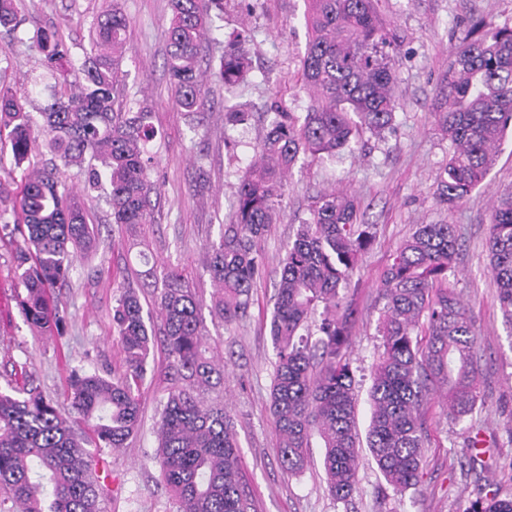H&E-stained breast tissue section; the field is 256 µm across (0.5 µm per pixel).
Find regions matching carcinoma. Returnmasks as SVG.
<instances>
[{
	"mask_svg": "<svg viewBox=\"0 0 512 512\" xmlns=\"http://www.w3.org/2000/svg\"><path fill=\"white\" fill-rule=\"evenodd\" d=\"M309 31L300 83L309 97L304 115L273 99L270 127L254 163L240 180L234 216L207 247L206 271L215 290L211 312L224 322L247 312L262 269L260 241L282 211L288 172L299 156L332 159L366 132L392 128L397 108V35L377 11L376 0H305ZM166 67L174 101L194 114L206 102L208 70L202 47L224 15V0H171ZM17 27L15 0H0V39ZM127 20L117 4L103 14L81 65L82 78L63 99L52 95L40 112L46 146L66 165L87 164L86 189L104 192L114 224H151L152 141L150 112L124 110L116 89L124 74ZM48 63L67 53L54 33L37 36ZM249 62L237 40L224 44L219 79L243 82ZM453 151L439 174L440 205L456 207L488 173L505 130L512 126V27L484 18L471 22L452 51L448 83L432 113ZM33 119L8 93H0V134L7 133L17 163L36 141ZM13 196L11 233L23 238L15 274L24 286L19 305L26 322L60 326L51 290L74 263L96 248V226L56 177V168L26 169ZM372 225L357 222V205L345 190L325 193L309 220L297 225L282 263L270 333L276 351L270 410L280 438V464L288 473L307 461L312 435L324 448L327 488L337 500L355 490L361 461L354 377L347 355L353 308L346 301L350 275L371 243ZM490 271L505 325L512 331V187L493 206L488 240ZM459 251L453 224H418L382 276L379 332L383 351L371 372L367 448L396 492L421 482L425 441L422 406L435 386L454 419L471 414L479 400L477 337L469 310L448 286ZM159 316L176 384L158 423L163 482L179 512H250L242 485L239 449L224 408L200 392L224 381L223 363L205 356L203 303L183 276L162 272ZM323 308L318 336L308 321ZM128 287L112 321L124 355L121 377L74 371L69 406L90 430L72 422L30 381L0 390V512H102L93 454L87 445L119 449L139 430L138 389L153 346L152 328ZM467 512H512V497L486 494Z\"/></svg>",
	"mask_w": 512,
	"mask_h": 512,
	"instance_id": "1",
	"label": "carcinoma"
}]
</instances>
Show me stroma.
I'll return each mask as SVG.
<instances>
[{
    "instance_id": "35a3bbf8",
    "label": "stroma",
    "mask_w": 512,
    "mask_h": 512,
    "mask_svg": "<svg viewBox=\"0 0 512 512\" xmlns=\"http://www.w3.org/2000/svg\"><path fill=\"white\" fill-rule=\"evenodd\" d=\"M119 5L128 20L126 73L117 89L121 106H143L158 131L152 180L159 197L150 224H116L96 192L84 189L85 173L58 166L57 177L78 192L94 216L99 251L75 262L67 283L53 289L63 315V331L36 333L18 305L24 288L14 273L21 243L0 235V386L27 371L42 395L67 409L71 370L121 373L123 354L112 326L122 293L113 274L134 271L130 283L144 310L157 311L154 279H142L146 264L178 269L203 300L213 287L205 271L207 246L218 240L235 209L238 184L252 163L271 121L266 105L283 100L304 112L308 96L299 76L308 41L304 0H224L222 29L207 42L206 57L218 59L222 40L247 33L253 73L233 88L209 82L210 105L198 117L179 112L166 69L169 0H20L17 30L0 40V90L16 96L38 115L51 89L38 83L44 56L34 43L40 32H55L70 50L68 78L79 79L98 16ZM381 15L399 36L397 109L393 131L365 136L336 159L300 157L288 176L282 217L269 225L261 243L263 275L252 290L245 316L226 323L203 310L207 355L224 361V384L205 392L207 403L226 407L240 445L239 467L251 496V512H468L487 487L512 496V334L503 324L498 292L489 269L491 208L512 186V133H506L484 181L454 208L440 205L436 184L451 151L431 114L448 81L451 49L466 35L471 18L481 16L512 26V0H380ZM251 112L247 125L224 123V111ZM206 171L210 188L199 193L196 180ZM347 189L357 202L358 221L376 228L372 246L354 269L346 289L355 315L347 354L355 375L356 418L366 429L370 372L381 351L378 319L382 275L401 243L419 224L456 225L460 249L450 283L467 305L479 339L480 400L475 413L452 420L440 393L425 407L427 437L418 489L393 492L371 459H364L348 500L330 496L322 467L323 450L312 445L305 467L286 473L280 466L278 436L269 412L275 350L270 322L282 261L297 224L308 220L318 196ZM172 382L163 343H155L150 369L140 387L141 425L126 448L96 454L102 512H177L165 488L157 453V423ZM481 428L487 441L475 468H468V437Z\"/></svg>"
}]
</instances>
